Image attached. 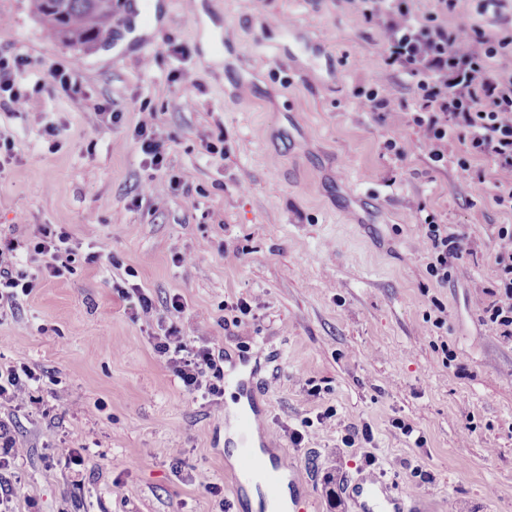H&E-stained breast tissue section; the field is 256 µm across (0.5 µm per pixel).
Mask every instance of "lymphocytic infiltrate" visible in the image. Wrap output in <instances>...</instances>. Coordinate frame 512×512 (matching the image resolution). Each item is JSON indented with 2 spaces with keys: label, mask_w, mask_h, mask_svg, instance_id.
<instances>
[{
  "label": "lymphocytic infiltrate",
  "mask_w": 512,
  "mask_h": 512,
  "mask_svg": "<svg viewBox=\"0 0 512 512\" xmlns=\"http://www.w3.org/2000/svg\"><path fill=\"white\" fill-rule=\"evenodd\" d=\"M477 2L478 13L491 16L498 26L489 33L479 25L470 31L449 26L448 16ZM366 23L375 26L385 46V64L405 75L415 91L410 116L418 141L430 144L429 158L443 164L450 142H458L463 155L458 164L487 158L493 163L498 207L512 209V70L500 69L498 58L512 48V16L505 15L506 0H433L426 14H416L413 0H346ZM75 68H55L36 75L28 58L0 55V103L13 111H27L30 96L21 84H51L68 96L78 94ZM156 112H147L136 126V137L147 164L167 171L171 190L184 188L185 173L168 172L165 143L156 134ZM424 236L433 261L429 271L438 283L452 280L460 264L473 255L465 233L425 218ZM500 249L494 257L495 279L490 302L478 306L482 322L503 340L512 342V225H500ZM78 250L72 234L58 224L39 225L27 241L0 242V302H15L36 286L35 279L14 274L13 258L24 253L41 256L40 276L60 278L71 272ZM154 351L173 365L186 391L219 394L215 379L220 371L212 349L197 347L170 326L156 337ZM35 371L27 364L0 367V404L25 405L32 399Z\"/></svg>",
  "instance_id": "1"
}]
</instances>
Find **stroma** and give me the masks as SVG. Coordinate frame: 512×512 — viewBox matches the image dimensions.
Masks as SVG:
<instances>
[{
    "mask_svg": "<svg viewBox=\"0 0 512 512\" xmlns=\"http://www.w3.org/2000/svg\"><path fill=\"white\" fill-rule=\"evenodd\" d=\"M137 2L117 0L109 42L78 48L47 38L32 0H0V54L77 65L81 86L0 107L16 144L0 235L61 224L102 255L0 309V366L40 377L32 403L0 406L22 483L11 512H252L234 485L227 399L184 389L151 344L163 321L219 352L225 377H252L301 512H364L352 485L373 472L422 512H512V343L477 312L498 227L512 224L492 162L473 161L478 185L458 144L440 167L426 143L386 149L413 138L414 94L345 0H155L147 17ZM177 69L192 82L170 81ZM371 84L392 100L381 122L355 104ZM104 100L119 121L96 111ZM146 109L189 191L145 163L134 129ZM217 140L220 156L205 149ZM425 212L477 250L445 285L429 271ZM129 276L152 319L132 318L115 289ZM59 386L69 410L54 406ZM354 431L370 437L344 447Z\"/></svg>",
    "mask_w": 512,
    "mask_h": 512,
    "instance_id": "obj_1",
    "label": "stroma"
}]
</instances>
